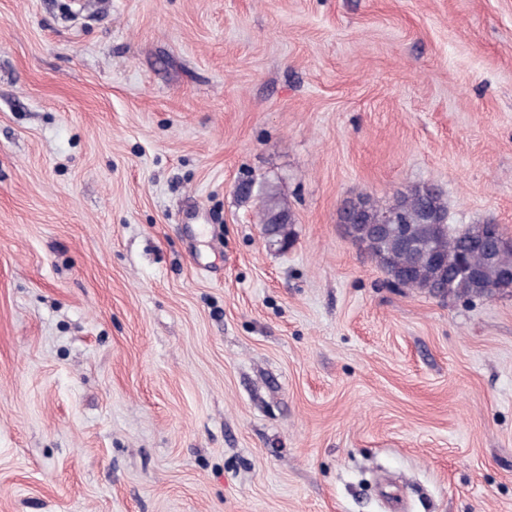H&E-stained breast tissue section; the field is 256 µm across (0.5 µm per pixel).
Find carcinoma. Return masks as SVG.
<instances>
[{"mask_svg":"<svg viewBox=\"0 0 512 512\" xmlns=\"http://www.w3.org/2000/svg\"><path fill=\"white\" fill-rule=\"evenodd\" d=\"M447 213L444 193L417 186L385 205L374 203L352 228L355 238L368 242L367 250L387 273L407 272L399 280L403 287L429 294L444 288L450 296L465 298L512 288V280L502 276L512 269V249L488 253L476 247L477 225L455 229L446 224L435 232L431 218H444ZM259 215L263 235L290 243L292 215L284 198L273 190L262 192ZM464 264L479 270L481 283L462 268Z\"/></svg>","mask_w":512,"mask_h":512,"instance_id":"carcinoma-1","label":"carcinoma"}]
</instances>
